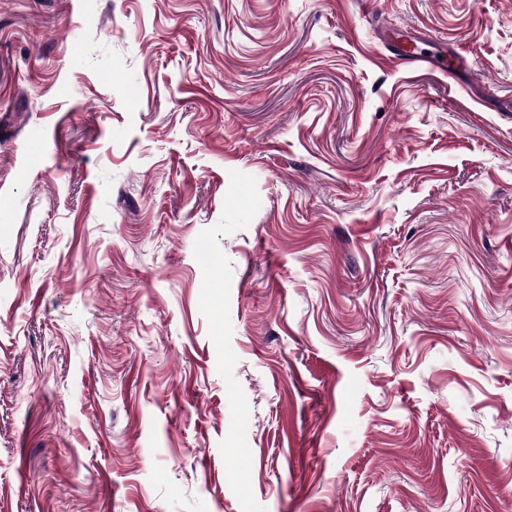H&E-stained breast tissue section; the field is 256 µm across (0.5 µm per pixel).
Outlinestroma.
<instances>
[{
  "label": "stroma",
  "instance_id": "35a3bbf8",
  "mask_svg": "<svg viewBox=\"0 0 512 512\" xmlns=\"http://www.w3.org/2000/svg\"><path fill=\"white\" fill-rule=\"evenodd\" d=\"M3 195L0 512H512V0H0Z\"/></svg>",
  "mask_w": 512,
  "mask_h": 512
}]
</instances>
